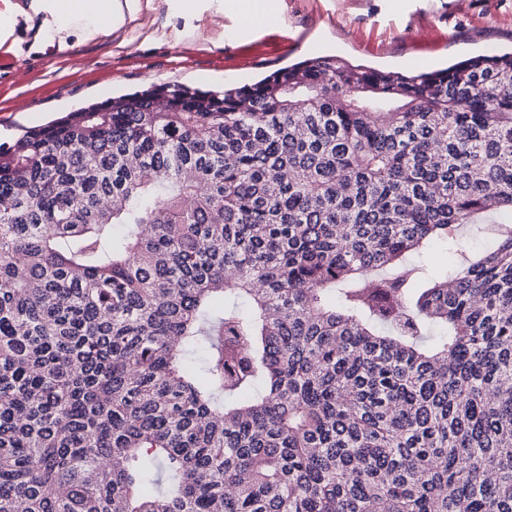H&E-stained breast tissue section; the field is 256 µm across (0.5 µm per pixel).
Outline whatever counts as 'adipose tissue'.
<instances>
[{
    "label": "adipose tissue",
    "instance_id": "ef3b65f1",
    "mask_svg": "<svg viewBox=\"0 0 512 512\" xmlns=\"http://www.w3.org/2000/svg\"><path fill=\"white\" fill-rule=\"evenodd\" d=\"M131 3L132 0H31L29 6L24 7L18 0H0V51L17 54L18 46L11 39V24L23 9L49 16L51 38L63 49L70 36L90 38L97 34L99 16H107L111 25L122 26Z\"/></svg>",
    "mask_w": 512,
    "mask_h": 512
}]
</instances>
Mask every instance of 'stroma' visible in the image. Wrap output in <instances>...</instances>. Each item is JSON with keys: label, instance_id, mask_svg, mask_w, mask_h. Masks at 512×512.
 Wrapping results in <instances>:
<instances>
[{"label": "stroma", "instance_id": "obj_1", "mask_svg": "<svg viewBox=\"0 0 512 512\" xmlns=\"http://www.w3.org/2000/svg\"><path fill=\"white\" fill-rule=\"evenodd\" d=\"M246 24L232 0H137L124 26L99 17L94 38L48 42L17 16L19 55L0 53V144L92 103L153 85L221 90L297 61L335 55L408 74L512 50V0H269ZM236 54L225 55L227 44Z\"/></svg>", "mask_w": 512, "mask_h": 512}]
</instances>
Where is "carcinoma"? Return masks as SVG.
Masks as SVG:
<instances>
[{"mask_svg":"<svg viewBox=\"0 0 512 512\" xmlns=\"http://www.w3.org/2000/svg\"><path fill=\"white\" fill-rule=\"evenodd\" d=\"M0 512H512V54L0 147Z\"/></svg>","mask_w":512,"mask_h":512,"instance_id":"carcinoma-1","label":"carcinoma"}]
</instances>
